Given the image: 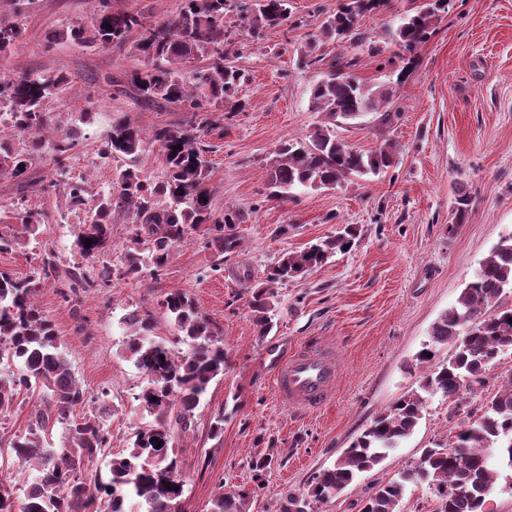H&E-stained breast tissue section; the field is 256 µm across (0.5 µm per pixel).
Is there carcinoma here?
I'll use <instances>...</instances> for the list:
<instances>
[{
  "instance_id": "carcinoma-1",
  "label": "carcinoma",
  "mask_w": 512,
  "mask_h": 512,
  "mask_svg": "<svg viewBox=\"0 0 512 512\" xmlns=\"http://www.w3.org/2000/svg\"><path fill=\"white\" fill-rule=\"evenodd\" d=\"M11 4L15 20L0 21V54L11 53L23 35L21 0H11ZM384 5L385 0H337L336 10L317 24L312 36L341 47L352 44L360 19ZM233 8L234 0H182L176 14L153 22L138 12L113 8L112 0H99L90 23L51 34L49 43L54 45L115 48L144 58L145 67L131 71L127 78L129 95L136 104L174 106L190 113L186 122L150 134L128 120L116 121L98 152L108 162L133 161L146 147L155 146L167 169L163 181L154 183L130 165L117 171L111 189L91 206L85 180L69 184L68 208L87 212V219L72 233L73 246L84 259H96L112 245V215L116 213H134L137 236L147 243L146 253H128L118 268L101 264L92 275L67 271L71 293L108 288L112 277L136 278L146 269L160 276L174 247L203 224L208 231L204 247L214 254V270H221L224 255L239 247L235 225L242 223V214L230 207L219 215L213 212L211 167L201 135L206 128L220 126L224 107L242 108L236 96L245 75L235 65L237 43L224 25V17ZM446 10L448 0H422L388 33L406 60L397 82H402L418 48L432 35L435 19ZM243 18L249 19L244 32L258 37L266 29L290 22L291 0H252L243 9ZM312 46L313 42L307 43L301 63L319 71L311 87V105L324 113V121L305 138L279 144L267 172L271 199L287 198L297 190L334 189L353 177L383 175L396 164V144L388 140L366 152L336 135V126L384 109L389 92L363 85L351 72L355 59L345 53L316 55ZM196 62L203 66L192 67ZM72 89L71 78L63 73L21 70L0 78L1 175L27 181L32 156L41 150L51 155L56 168L62 167L76 146L75 132L57 126L49 106ZM470 210L471 197L458 195L448 231L466 223ZM12 212L31 236L46 221V214L22 202L12 204ZM87 239L92 240L89 247ZM354 239V231L347 228L279 257L268 269L265 282L250 290L248 305L259 335L272 329L273 285L317 270ZM52 277H59L53 254L41 257L39 266L23 279L0 271V364L16 368L10 379H0V415L10 412L22 394L37 401L25 431L7 438L0 434V446L7 445L13 456L11 462H0V512H126L128 501L136 505L137 512H178L184 484L171 445V426L175 423L185 432L190 430L201 397L214 379L224 375L223 339L180 289L165 291L160 306L172 334L188 345L185 351L154 334L150 313L134 309L123 316L130 331V357L148 376L136 400L154 416V422L138 428L132 445L113 454L105 417L112 407L110 390L98 396L101 415L77 412L87 402L86 392L74 376L55 325L35 300L40 284ZM506 294H512V235L495 245L474 280L434 323L432 341L415 357L417 365L429 366L420 390L380 413L333 467L319 473L307 490L288 496L282 512H309L311 504L338 496L360 473L382 462L414 431L423 415L424 394L440 392L458 402L483 384L485 371L498 355L512 349V305L503 303ZM450 339L455 343L453 356L434 362L435 346ZM58 424L66 430L64 448L50 446L49 436ZM158 440L163 442L160 448L156 447ZM496 451L512 466V381L491 398L482 416L461 423L448 444L425 449L413 465L379 486L362 512H396L407 484L415 481L428 483L441 501L440 512H485L495 484L489 460ZM106 456V473H94L93 484H88L85 470ZM30 461L39 475L18 497L16 481L23 470L13 469L14 463ZM209 512H249L247 494L218 492Z\"/></svg>"
}]
</instances>
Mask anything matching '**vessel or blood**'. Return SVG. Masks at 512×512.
<instances>
[{
	"label": "vessel or blood",
	"mask_w": 512,
	"mask_h": 512,
	"mask_svg": "<svg viewBox=\"0 0 512 512\" xmlns=\"http://www.w3.org/2000/svg\"><path fill=\"white\" fill-rule=\"evenodd\" d=\"M343 370V356L335 346L313 341L278 361L274 389L292 409L310 414L334 401Z\"/></svg>",
	"instance_id": "b4317fda"
}]
</instances>
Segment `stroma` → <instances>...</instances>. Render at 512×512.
I'll return each instance as SVG.
<instances>
[{
    "mask_svg": "<svg viewBox=\"0 0 512 512\" xmlns=\"http://www.w3.org/2000/svg\"><path fill=\"white\" fill-rule=\"evenodd\" d=\"M292 5L300 27L268 29L257 39L244 34L236 13L226 17L246 79L238 94L244 110L230 113L204 137L212 207L219 214L230 206L243 215L236 227L241 245L225 256L223 270L211 271L213 256L202 246L200 229L175 246L160 276L116 279L110 288L71 298L64 295V279L52 278L36 293L89 397L84 413H97L96 394L111 389L116 452L130 446L136 428L149 421L136 399L147 377L126 352L123 314L135 308L154 312L156 334L169 337L158 301L177 288L215 323L227 354L224 375L195 409L191 429L172 431L184 481L181 512H208L215 493L233 488L250 492V512H281L288 493L307 488L376 415L417 390L423 371L415 355L433 323L455 304L499 240L512 234V0H451L402 81L397 74L403 61L388 33L412 0H387L381 11L364 16L362 41L350 48L359 59L354 74L363 84L391 90L392 117L385 123L369 114L339 125L336 134L365 151L396 141L397 162L380 177L275 201L266 196V181L277 145L304 137L322 118L310 104L317 72L300 59L317 21L336 0ZM96 6L97 0H31L19 50L0 56V77L22 69L60 71L85 90V97L54 102L51 111L58 123L78 132L65 178L86 179L91 201L111 188L120 166L116 160L102 164L97 156L114 120L131 119L149 133L186 117L174 107H137L122 91L127 73L141 68L139 57L70 43L46 47L49 30L88 23ZM460 192L470 194L472 211L452 232L448 226ZM20 197L47 220L25 248L0 252V268L26 277L50 250L60 268L91 270V261L73 247L72 231L84 211L68 209L65 192L23 189L0 176V206L10 207ZM347 224L357 231L352 248L305 278L278 285L274 327L259 336L247 305L249 289L264 282L282 253L303 250ZM312 338L335 342L345 371L334 403L300 418L277 397L273 369L278 357ZM511 380L508 351L463 404L428 395L421 420L399 448L341 495L314 504V512H361L379 485L424 449L447 442ZM218 412L224 434L215 440L210 424ZM267 453L274 463L259 485L251 462Z\"/></svg>",
    "mask_w": 512,
    "mask_h": 512,
    "instance_id": "35a3bbf8",
    "label": "stroma"
}]
</instances>
